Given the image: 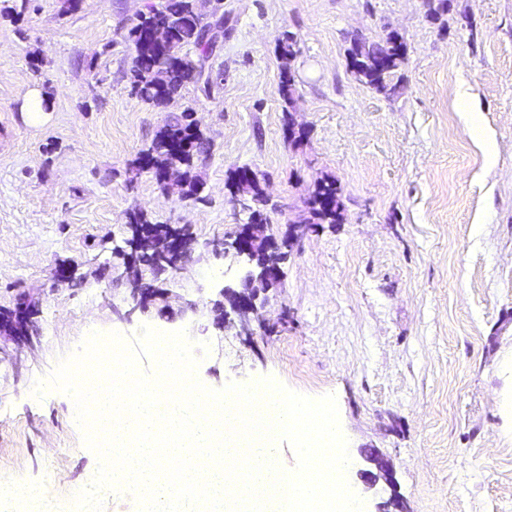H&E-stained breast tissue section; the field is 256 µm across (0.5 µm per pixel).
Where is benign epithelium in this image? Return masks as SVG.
<instances>
[{"label": "benign epithelium", "mask_w": 512, "mask_h": 512, "mask_svg": "<svg viewBox=\"0 0 512 512\" xmlns=\"http://www.w3.org/2000/svg\"><path fill=\"white\" fill-rule=\"evenodd\" d=\"M239 231L224 240V246L214 247L213 252L217 257L231 255L235 258H243L250 265L243 284L245 287L235 289L226 287L222 290L224 301L215 303L217 325L221 328L234 326L239 329V334L252 335L251 324L254 321H261L258 304L260 294L267 289L276 286L282 276L281 262L268 263L266 265H254L253 253L257 248L266 246L274 249L278 242L272 236L257 235L254 226L251 224L238 225ZM128 248L127 259L130 273L131 307L128 314L135 312L147 313L156 305L159 300L168 297V292L155 286H142V280L138 275L140 269V258L148 253L152 254L157 264L171 272H176L189 261L195 248L184 243L182 237L174 236L168 240L161 241L152 234L137 232L126 240ZM12 325L8 329L0 330V337L11 339L17 347L31 346L35 335L37 315V304L32 298L23 296L10 310ZM377 473H360L363 482L374 485L378 478L382 477L387 483L393 482V473L390 465L383 458L370 456Z\"/></svg>", "instance_id": "obj_1"}]
</instances>
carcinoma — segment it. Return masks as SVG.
I'll list each match as a JSON object with an SVG mask.
<instances>
[{
	"label": "carcinoma",
	"instance_id": "carcinoma-1",
	"mask_svg": "<svg viewBox=\"0 0 512 512\" xmlns=\"http://www.w3.org/2000/svg\"><path fill=\"white\" fill-rule=\"evenodd\" d=\"M193 0H158L147 5L129 30L134 50L131 70L132 90L141 100L166 105L188 84L203 87V73L213 54L214 44L205 35L207 24L193 16ZM195 55H190V50ZM351 71L359 81L379 92L390 91L387 79L406 61V45L391 39L368 44L353 40L348 52ZM190 113L184 110L169 115L157 131L152 146L135 161L138 171L150 162L159 169L166 165L185 168L180 186L182 195H197L201 181L191 175L196 160L208 153L203 133L192 128ZM239 167L230 171L228 188L250 198L254 204L266 203L264 190L257 177L241 180ZM343 190L336 179L326 176L315 184L308 201L305 224H341L344 221ZM158 235L182 233L183 239L194 245L196 239L188 225L153 224Z\"/></svg>",
	"mask_w": 512,
	"mask_h": 512
}]
</instances>
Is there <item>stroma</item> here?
Listing matches in <instances>:
<instances>
[{
    "mask_svg": "<svg viewBox=\"0 0 512 512\" xmlns=\"http://www.w3.org/2000/svg\"><path fill=\"white\" fill-rule=\"evenodd\" d=\"M147 2L0 0V307L23 294L39 305L33 347L0 341V486L49 488L57 512H74L99 459L73 399L35 385L90 334L131 342L148 325L187 330L208 388L271 378L334 394L348 479L371 453L392 466V482L365 492L366 512L393 497L405 512H512V379L498 370L512 352V0H450L438 13V0H222L218 83L164 106L130 80L128 33ZM393 32L407 60L383 94L355 78L348 51ZM286 34L300 48L291 61L277 48ZM461 85L485 140L468 132ZM32 88L48 101L38 127L21 111ZM186 109L210 143L191 198L133 168ZM241 166L263 183L276 239L323 176L341 184L345 215L287 248L267 324L248 336L212 312L246 274L212 254L248 220L225 186ZM133 211L189 225L198 243L157 280L171 313L129 311ZM60 264L73 282L56 283Z\"/></svg>",
    "mask_w": 512,
    "mask_h": 512,
    "instance_id": "1",
    "label": "stroma"
}]
</instances>
